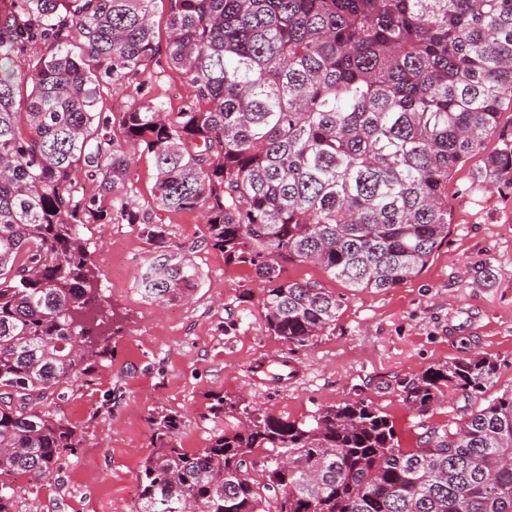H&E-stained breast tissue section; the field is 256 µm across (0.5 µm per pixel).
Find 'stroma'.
<instances>
[{
    "mask_svg": "<svg viewBox=\"0 0 512 512\" xmlns=\"http://www.w3.org/2000/svg\"><path fill=\"white\" fill-rule=\"evenodd\" d=\"M192 95L174 70L154 67L142 85L105 101L116 115L131 105L164 103L176 112ZM478 160L458 167L448 182V239L415 278L387 290L345 287L312 263L284 266L283 278L319 282L343 304L334 328L314 344L298 347L270 335L263 313L264 286L247 266L200 245L201 212H166L153 203L154 162L139 153L127 200L150 220L167 224L171 251L189 253L200 273L192 296L157 305L137 287L151 247L138 225L118 218L90 222L81 236L95 272L104 310L118 311L122 331L108 354L82 381L57 388L46 410L76 426L79 448L60 458L54 473L37 480L20 474L15 512H133L138 472L151 441L150 414L180 415L179 442L194 451L221 433L223 419L209 411L220 395L240 398L292 421L321 407L354 398L372 401L396 423L402 447L415 444L418 423L460 420L468 406L450 396L417 416L402 403V384L429 366L480 353L499 366L492 395L512 390V192L475 189ZM288 358L295 378L288 386L255 384L253 360Z\"/></svg>",
    "mask_w": 512,
    "mask_h": 512,
    "instance_id": "1",
    "label": "stroma"
}]
</instances>
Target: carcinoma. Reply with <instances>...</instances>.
<instances>
[{
    "instance_id": "1",
    "label": "carcinoma",
    "mask_w": 512,
    "mask_h": 512,
    "mask_svg": "<svg viewBox=\"0 0 512 512\" xmlns=\"http://www.w3.org/2000/svg\"><path fill=\"white\" fill-rule=\"evenodd\" d=\"M165 45L155 0H11L0 49L41 46L24 73L0 76V477L46 479L82 442L40 407L83 378L120 333L98 307L80 228L112 220L133 156L155 165L153 201L199 210L203 244L269 285L270 334L300 347L336 325L342 300L281 279L309 262L356 290L416 277L448 238V179L476 156L475 186L512 191V0H169ZM178 71L194 98L104 114L115 89ZM496 147L484 152L486 139ZM97 194L77 197L73 175ZM153 246L142 294L186 299L191 259L166 249L167 227L133 209ZM481 355L428 367L403 385L425 415L451 392L491 389ZM224 431L177 444L180 419H150L152 449L134 512H512V391L459 421L418 427L404 448L390 417L364 399L288 421L216 396ZM261 450L264 456L255 458ZM262 467L264 481L248 467Z\"/></svg>"
}]
</instances>
